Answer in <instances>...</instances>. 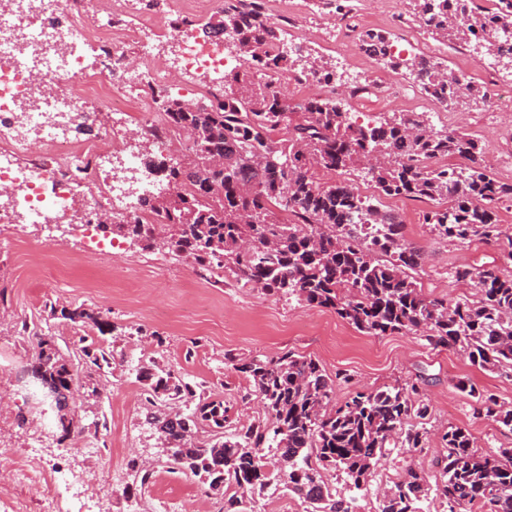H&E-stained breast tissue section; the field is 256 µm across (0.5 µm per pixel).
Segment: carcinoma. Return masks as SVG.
I'll return each mask as SVG.
<instances>
[{"label": "carcinoma", "mask_w": 512, "mask_h": 512, "mask_svg": "<svg viewBox=\"0 0 512 512\" xmlns=\"http://www.w3.org/2000/svg\"><path fill=\"white\" fill-rule=\"evenodd\" d=\"M408 13L441 43L482 48V56L512 70V0H406ZM206 34L234 35L246 67L227 75L197 109L170 97L164 111L187 134L189 154L166 169L168 193L146 197L144 210L158 224H105L103 229L146 249L160 243L201 268L227 269L237 282L269 293L294 296L332 309L369 336L421 333L434 349L464 354L474 366L512 380V275L495 267H457L452 277L472 285L477 298L453 304L428 298L413 273L419 249L405 240L398 216L380 198L407 196L446 202L424 214L430 233L465 243L495 242L512 260V235L502 230L498 210L512 200L484 164L478 141L462 131L434 128L424 112L353 124L332 99L309 97L294 105L254 79L266 65L296 69L324 83L336 82V67L298 47L263 60L282 30L258 0H224V8L202 25ZM361 48L394 70L406 69L421 90L446 106L458 98L487 99L484 85L444 67L434 57L404 58L382 31L367 30ZM464 165H436L441 157ZM220 157L218 166L213 159ZM343 178L321 184L316 170ZM372 185L363 195L356 180ZM61 316L103 329L100 316L61 309ZM36 383L58 393V427L81 435L64 413V391L80 384L85 399L100 397L89 373L112 365V353L89 344L75 361L53 337L33 333ZM251 383L263 415L246 427L225 430L224 398L178 377L150 359L141 363L149 407L145 422L164 439L170 469L202 479L206 493L220 497L219 512H253L250 503L273 487L298 495L307 512H354V500L336 493L328 476L362 491L379 461L425 447L429 406L418 375L332 404L336 381L318 361L292 351L274 356L227 357ZM458 389L474 399L473 414L512 432V406L461 379ZM447 454L433 476L414 469L380 496L377 512H423L433 494L448 512L469 506L481 512H512V448L496 454L477 449L473 437L450 426L442 436ZM132 482L144 488L154 475L146 464L129 463Z\"/></svg>", "instance_id": "cac0c4a2"}]
</instances>
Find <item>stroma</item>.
Here are the masks:
<instances>
[{"label": "stroma", "mask_w": 512, "mask_h": 512, "mask_svg": "<svg viewBox=\"0 0 512 512\" xmlns=\"http://www.w3.org/2000/svg\"><path fill=\"white\" fill-rule=\"evenodd\" d=\"M405 9L404 0L393 9L377 6L374 0H348L349 12L371 16V28L394 35L403 56H438L448 68L469 72L475 82L487 86L512 83V77L487 60L463 59L456 49L429 38L418 22L405 17ZM297 40L332 60L337 86L370 90L366 105L348 94L341 97L357 122L395 112L430 113L436 128L473 135L495 178L512 183V107L470 102L447 110L421 92L407 71H393L366 54L359 38L331 48L316 30L302 25ZM382 204L399 215L405 238L424 255L417 285L426 296L451 302L473 298L474 289L451 276L461 265H497L504 274H512V264L503 262L496 244L479 240L462 244L434 237L423 222L430 203L387 197ZM116 244V257L98 258L89 238L46 224H28L13 237H0V362L33 364L31 333L35 330L54 337L65 352L87 338L111 347L114 355L101 397L93 405L78 407L75 414L84 425L105 421L111 436L105 452H86L83 441L71 437L57 440L52 435L57 418L54 406L33 411L19 396L0 387V397L13 416L11 427L0 431V512H10L20 499L26 502L27 512H40L35 491L10 476L14 461L35 443L41 445L45 461L62 472L63 496L80 487L92 498L95 512H215L217 503L205 496L198 478L168 473L160 461L155 464L153 494L122 492L130 480L129 462L155 453L152 431L136 403L141 385L134 369L157 356L185 380L223 397L233 429L250 424L261 407L249 397L244 376L225 365V354L272 356L292 350L317 359L329 375H350V383L337 384L335 404H343L353 391L420 374L426 379L423 398L430 410V428H464L484 453L512 446V432L490 419L475 417L471 398L457 388L458 381L466 378L479 390L512 404V380L474 367L461 353L431 348L414 334L369 336L333 310L267 294L237 283L221 269L198 273L190 259L168 249L145 250L122 238ZM54 307L100 313L118 330L99 334L51 316ZM444 453L434 438L410 459L397 455L381 459L367 490L356 492L357 505L375 512L376 491L398 481L406 462L429 471Z\"/></svg>", "instance_id": "35a3bbf8"}]
</instances>
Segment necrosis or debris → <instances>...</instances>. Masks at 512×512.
I'll list each match as a JSON object with an SVG mask.
<instances>
[{
  "label": "necrosis or debris",
  "instance_id": "obj_1",
  "mask_svg": "<svg viewBox=\"0 0 512 512\" xmlns=\"http://www.w3.org/2000/svg\"><path fill=\"white\" fill-rule=\"evenodd\" d=\"M86 2L24 0L19 13L0 6V125L27 131L0 144V183L12 190L7 204H0V235L16 234L22 224L53 223L83 197L88 212L81 232L98 248H112L98 222L100 211L119 203L121 222L143 221L141 198L161 186L149 177L152 165L145 153L80 139L81 130L96 123L87 101L107 105L118 119L137 121L167 157L174 128L160 123V103L182 90L169 82L170 70L222 75L231 69L224 36L198 31L200 14L223 0H170L163 15L139 8V0H99L101 17L94 24L87 21ZM120 14L131 22L118 29L112 18ZM165 38L178 44L173 56L156 52ZM94 41L102 44L104 59L92 71L83 48ZM131 45L140 61L135 72L126 58ZM106 163L112 176L101 183L98 169ZM23 461L20 474L37 486L44 512H70L38 452L29 451Z\"/></svg>",
  "mask_w": 512,
  "mask_h": 512
}]
</instances>
